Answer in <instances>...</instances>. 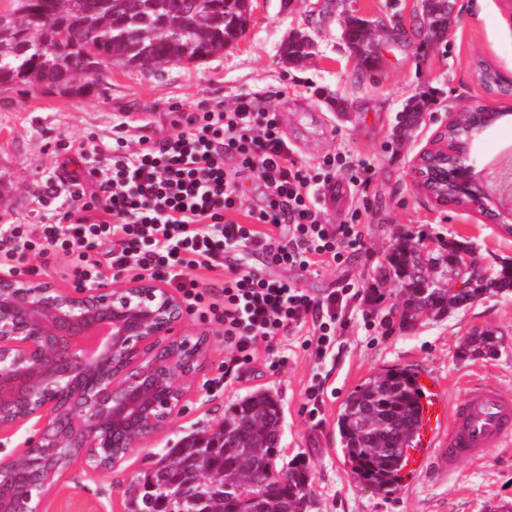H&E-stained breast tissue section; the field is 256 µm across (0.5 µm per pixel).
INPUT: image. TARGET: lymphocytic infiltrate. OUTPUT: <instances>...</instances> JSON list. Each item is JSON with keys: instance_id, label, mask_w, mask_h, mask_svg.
<instances>
[{"instance_id": "f902f5d3", "label": "lymphocytic infiltrate", "mask_w": 512, "mask_h": 512, "mask_svg": "<svg viewBox=\"0 0 512 512\" xmlns=\"http://www.w3.org/2000/svg\"><path fill=\"white\" fill-rule=\"evenodd\" d=\"M267 93L242 94L231 104L183 114L159 140L139 136L96 140L82 156L101 167L87 184L65 172L44 186L63 207L62 220L36 234L0 225V266L24 265L29 255L70 256L76 282L94 283L102 268L138 272L179 291L187 309L205 308L224 327L225 373L238 372L258 345H273L313 324L317 362L333 358L336 330L351 286L315 298L272 274L225 266L224 255L262 245L272 263L303 269L339 261L364 244L363 211L339 225L323 223L319 191L338 172L367 186L370 169L337 155L311 171L296 157ZM237 159L235 170L225 156ZM261 182L266 204L245 209L243 176ZM246 214L239 222L237 214ZM225 268L213 296L200 291L197 270Z\"/></svg>"}]
</instances>
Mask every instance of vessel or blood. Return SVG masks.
Here are the masks:
<instances>
[{"instance_id":"obj_1","label":"vessel or blood","mask_w":512,"mask_h":512,"mask_svg":"<svg viewBox=\"0 0 512 512\" xmlns=\"http://www.w3.org/2000/svg\"><path fill=\"white\" fill-rule=\"evenodd\" d=\"M419 382L425 389L423 444L412 454L404 485L430 473L448 477L461 460L482 458L487 449L512 438V394L480 384L452 400L432 374L420 373Z\"/></svg>"}]
</instances>
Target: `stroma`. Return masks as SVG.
<instances>
[{
    "label": "stroma",
    "instance_id": "stroma-1",
    "mask_svg": "<svg viewBox=\"0 0 512 512\" xmlns=\"http://www.w3.org/2000/svg\"><path fill=\"white\" fill-rule=\"evenodd\" d=\"M421 0H252L249 22L224 51L197 62L151 69L113 65L104 85L82 94L0 89V224H22L32 232L57 221L41 202L46 180L75 167L80 143L113 134L137 140L170 134L180 113L236 95L266 91L282 130L301 162L317 168L336 153L368 164L365 191L349 189L342 205H322L326 223L339 224L367 206L366 244L343 261L304 270L269 267L263 251L249 250L243 264L273 271L309 295L323 297L354 284L357 296L337 330L336 354L316 365L303 341L289 337L288 364L272 367V353L258 347L239 377L213 390L211 378L223 362L224 328L185 311L181 333L207 339V355L184 408L163 432L135 447L112 472L74 463L45 497L41 512H128L127 491L182 437L215 432L225 409L245 394L264 390L283 411L278 471L301 467L308 512H499L512 502V443L491 449L483 460L462 463L442 481L419 478L386 493L356 485L336 444V418L362 381L393 366L424 368L441 377L450 397L464 383L480 380L512 393V293L491 295L470 307L437 317L403 321L397 281L377 276L393 246L405 237L428 252L443 243H468L479 268L512 260V234L489 223L478 209L440 206L417 190L412 169L452 112L484 98L473 69L477 60L512 73V0H454L442 43L417 38ZM396 22L400 33L383 39L370 73L342 37L347 17ZM309 36L311 56L288 61L283 48L295 34ZM422 103L421 118L397 138L410 100ZM481 162L512 167V116L476 143ZM497 332V352L462 356L474 330ZM321 386V404L307 401L311 384Z\"/></svg>",
    "mask_w": 512,
    "mask_h": 512
}]
</instances>
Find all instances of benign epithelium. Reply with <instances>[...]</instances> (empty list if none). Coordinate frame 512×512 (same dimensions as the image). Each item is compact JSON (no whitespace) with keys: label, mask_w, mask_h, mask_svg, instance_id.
<instances>
[{"label":"benign epithelium","mask_w":512,"mask_h":512,"mask_svg":"<svg viewBox=\"0 0 512 512\" xmlns=\"http://www.w3.org/2000/svg\"><path fill=\"white\" fill-rule=\"evenodd\" d=\"M480 112L474 137L456 158L453 197L441 205L476 207L494 222L512 216V171L500 179L505 202L488 204L477 177L473 144L503 115L497 96L463 107ZM479 267L470 254L457 259L446 279L436 269L426 278L448 297L478 288ZM180 300L156 280L133 277L116 288H55L16 275L0 276V434L32 424L38 439L10 459L0 460V512H40L68 466L49 469L33 490L22 478L35 455H64L95 472H110L130 451L169 427L202 367L203 338L180 334ZM168 337L164 347L159 338Z\"/></svg>","instance_id":"obj_1"}]
</instances>
